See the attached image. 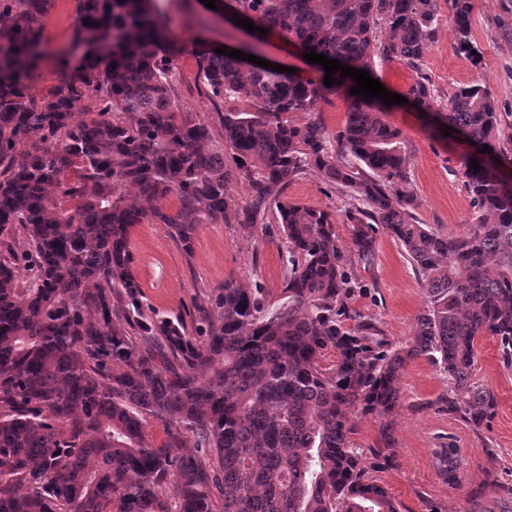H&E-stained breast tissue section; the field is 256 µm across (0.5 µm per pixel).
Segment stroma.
Here are the masks:
<instances>
[{
	"label": "stroma",
	"mask_w": 512,
	"mask_h": 512,
	"mask_svg": "<svg viewBox=\"0 0 512 512\" xmlns=\"http://www.w3.org/2000/svg\"><path fill=\"white\" fill-rule=\"evenodd\" d=\"M166 21L184 46L177 57L180 95L184 111L204 114L211 108L196 90L197 65L192 45L204 40L230 46L243 40L242 32L215 16L198 0H158ZM471 29L481 51L478 63L456 53L452 13L441 6L436 31L420 68L405 63L375 61L373 75L390 92L402 95L419 76H426L439 101H447L459 84L480 82L494 95L500 112L512 119V0H472ZM74 0H54L42 21L43 57L31 78L33 90L49 93L65 73L59 59L74 52ZM403 132L409 156V175L417 196L415 215L420 223L464 234L474 218L471 199L455 172L462 143L439 135L431 114L402 103L387 113ZM288 200L327 211L336 220V232L350 240L352 227L344 221V201L331 192L324 179L307 174L283 191ZM133 271L149 305L160 314H173L206 304L210 293L224 281L244 288L262 286L270 298H279L286 250L277 224L255 229L252 236L232 224H201L196 229L192 255H185L166 225L138 224L130 233ZM364 290L353 303L363 316L377 320L394 342L408 339L425 306L421 278L408 262L399 243L387 232L377 236L374 264L360 271ZM479 360L473 380L493 390L498 405L489 429L474 433L466 424L433 408L432 402L448 389V382L426 359L412 360L400 380L402 400L393 414L398 455L395 466L377 478L399 504L401 512H504L511 505L502 492L486 486L488 474L512 485V368L501 361L498 343L489 336L477 340ZM455 435L466 458L456 481L439 476L431 450L447 435ZM495 455H487V448ZM482 488L478 504L468 493Z\"/></svg>",
	"instance_id": "35a3bbf8"
}]
</instances>
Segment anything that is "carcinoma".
Wrapping results in <instances>:
<instances>
[{"instance_id":"cac0c4a2","label":"carcinoma","mask_w":512,"mask_h":512,"mask_svg":"<svg viewBox=\"0 0 512 512\" xmlns=\"http://www.w3.org/2000/svg\"><path fill=\"white\" fill-rule=\"evenodd\" d=\"M53 2L0 0V512H400L372 473L396 464L405 366H435L448 379L436 404L477 433L498 404L472 382L477 339H496L512 367V186L498 171L512 163V133L494 96L461 84L436 112L441 127L491 149L476 170L473 155L459 159L475 218L453 235L416 220L402 131L339 71L328 87L322 67L310 80L200 44L216 140L208 116L179 106L183 46L152 0H75L81 57L35 96ZM448 2L455 50L476 63L472 0ZM216 5L368 72L377 58L419 67L440 13L439 0ZM341 86L347 116L331 134L321 106ZM407 98L422 112L437 106L423 76ZM308 173L345 197L350 242L330 213L271 195ZM235 180L248 184L244 202L229 192ZM166 196L171 212L155 205ZM272 215L287 253L279 302L226 281L205 306L151 310L133 274L134 225H166L189 255L200 224L247 235ZM382 230L425 292L398 345L352 306L357 267L373 265ZM352 411L380 418L367 452ZM148 417L166 428L160 445ZM187 437L200 454L180 451ZM433 459L450 479L463 464L451 438Z\"/></svg>"}]
</instances>
